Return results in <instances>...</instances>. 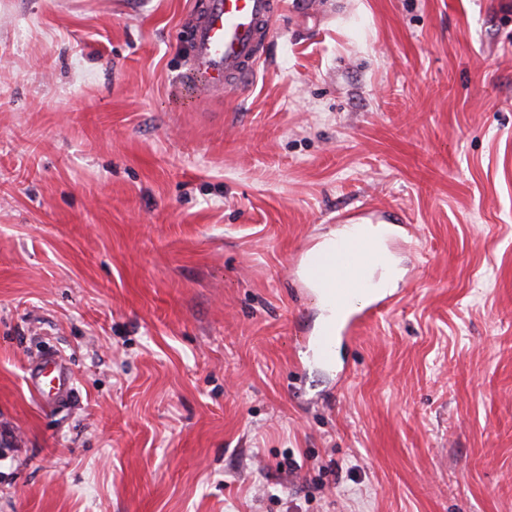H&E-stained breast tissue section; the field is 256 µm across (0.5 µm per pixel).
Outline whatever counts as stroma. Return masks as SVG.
I'll return each mask as SVG.
<instances>
[{
    "label": "stroma",
    "instance_id": "stroma-1",
    "mask_svg": "<svg viewBox=\"0 0 512 512\" xmlns=\"http://www.w3.org/2000/svg\"><path fill=\"white\" fill-rule=\"evenodd\" d=\"M196 2L0 0V512H512V0H280L219 97ZM369 205L402 300L327 368ZM29 389L41 400L63 392H71L73 375L59 356L47 358L30 371L27 377Z\"/></svg>",
    "mask_w": 512,
    "mask_h": 512
}]
</instances>
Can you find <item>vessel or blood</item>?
<instances>
[{
    "mask_svg": "<svg viewBox=\"0 0 512 512\" xmlns=\"http://www.w3.org/2000/svg\"><path fill=\"white\" fill-rule=\"evenodd\" d=\"M277 0H202L190 21L191 49L184 79L194 90L222 95L246 84L253 76L255 63L268 43ZM338 261L310 258L312 279L346 312L335 331H320L313 338L320 354H327L334 342L355 336L371 317L398 303L394 294L374 296L364 306L353 296L366 283L367 266L360 245L342 247ZM29 389L41 400L71 392L73 375L62 358L54 356L40 362L27 378Z\"/></svg>",
    "mask_w": 512,
    "mask_h": 512,
    "instance_id": "vessel-or-blood-1",
    "label": "vessel or blood"
}]
</instances>
